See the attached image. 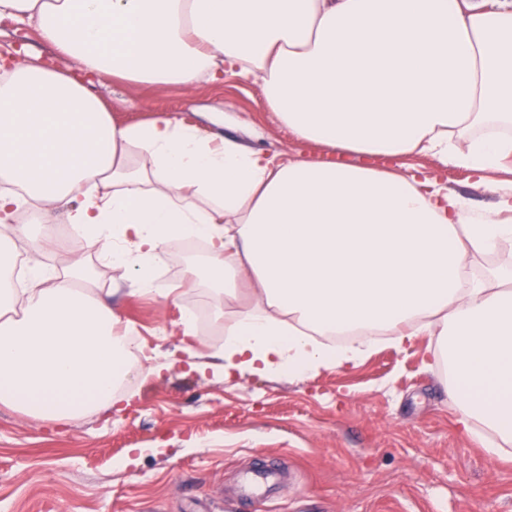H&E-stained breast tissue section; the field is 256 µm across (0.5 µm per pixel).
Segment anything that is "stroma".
Returning <instances> with one entry per match:
<instances>
[{
  "mask_svg": "<svg viewBox=\"0 0 512 512\" xmlns=\"http://www.w3.org/2000/svg\"><path fill=\"white\" fill-rule=\"evenodd\" d=\"M41 48L48 66L73 68L41 47L35 30L0 19V54ZM121 125L171 117L284 159L322 161L326 149L298 139L270 111L261 80L228 73L219 85H127L84 76ZM374 166L439 177L479 207L490 186L436 157L411 155ZM49 269L77 263L119 315L120 328L168 357L158 378H134L119 408L65 424L0 405V512H512V445L489 454L481 424L457 425L448 370L432 337L396 345L376 339L356 366L318 377L244 374L224 380L189 371L174 330L189 305H205L228 331L250 291L231 296L190 278L182 249L164 250V287L176 302L131 292L123 267L99 260L103 243L52 253L24 243ZM267 471L262 500L245 489Z\"/></svg>",
  "mask_w": 512,
  "mask_h": 512,
  "instance_id": "35a3bbf8",
  "label": "stroma"
}]
</instances>
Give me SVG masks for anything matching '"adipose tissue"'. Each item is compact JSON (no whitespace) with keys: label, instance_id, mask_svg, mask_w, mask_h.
Returning <instances> with one entry per match:
<instances>
[{"label":"adipose tissue","instance_id":"1","mask_svg":"<svg viewBox=\"0 0 512 512\" xmlns=\"http://www.w3.org/2000/svg\"><path fill=\"white\" fill-rule=\"evenodd\" d=\"M2 15L119 81L259 76L300 140L450 159L495 204L368 163L282 161L167 117L120 125L75 71L27 51L0 69V405L66 423L115 403L128 355L158 373L116 333L119 316L76 289L78 271L32 266L25 287L9 282L17 216L36 208L72 226L45 248L104 241L134 292L165 299L153 264L203 239L212 285L242 276L259 306L239 313L215 371L314 377L372 347L328 348L318 333L388 329L401 347L426 334L462 424L512 444V277L462 280L471 256L512 238V178L487 180L512 160V0H0Z\"/></svg>","mask_w":512,"mask_h":512}]
</instances>
